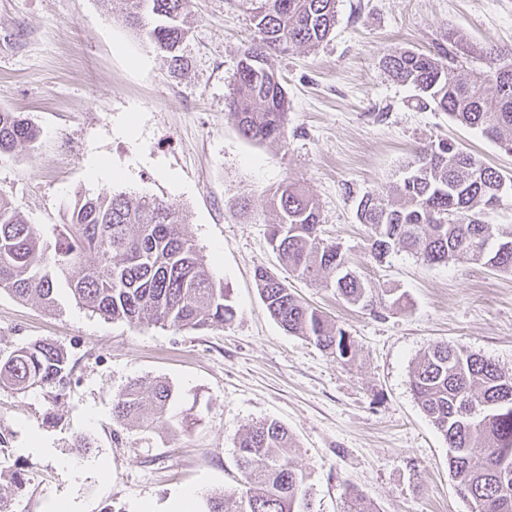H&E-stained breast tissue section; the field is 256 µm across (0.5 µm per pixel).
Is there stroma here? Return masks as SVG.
Here are the masks:
<instances>
[{"instance_id":"35a3bbf8","label":"stroma","mask_w":512,"mask_h":512,"mask_svg":"<svg viewBox=\"0 0 512 512\" xmlns=\"http://www.w3.org/2000/svg\"><path fill=\"white\" fill-rule=\"evenodd\" d=\"M185 70L98 0H0V109L39 130L0 157V196L45 241L75 200L132 193L165 201L205 256L235 309L220 330L173 331L95 314L74 300L46 308L0 290V352L37 340L73 366L63 392L0 388V481L21 473L13 512H169L187 497L207 512L240 497L236 444L266 419L296 439L312 512H344L355 486L376 512H469L448 473V446L411 389L425 347L446 341L512 374V275L476 263L429 266L401 253L375 259L356 198L390 192L423 143L448 138L512 175V154L445 113L419 108L383 57L435 53L449 29L512 50V0H336V25L314 48H290L274 68L288 97L285 142L244 139L227 118L240 53L254 37L241 0H190ZM134 136H127L128 123ZM108 160L117 178L90 168ZM302 184L320 205L324 239L400 307L369 311L335 289L282 268L269 244L272 193ZM247 210H240V200ZM278 273L346 330L355 355L339 361L286 332L266 311L254 273ZM173 391L181 432L142 430L112 417L132 380ZM92 442L78 448L79 438Z\"/></svg>"}]
</instances>
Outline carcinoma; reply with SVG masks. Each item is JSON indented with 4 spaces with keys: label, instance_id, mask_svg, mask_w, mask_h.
<instances>
[{
    "label": "carcinoma",
    "instance_id": "cac0c4a2",
    "mask_svg": "<svg viewBox=\"0 0 512 512\" xmlns=\"http://www.w3.org/2000/svg\"><path fill=\"white\" fill-rule=\"evenodd\" d=\"M188 0H125L123 24L146 35L173 70L184 66ZM258 42L241 55L228 116L246 139L286 138L288 99L271 57L292 47H315L336 21V0H242ZM435 54L395 50L384 58L391 76L419 92L418 102L477 129L512 152V59L495 46L480 48L489 70L463 78L455 71L470 46L459 31L445 36ZM17 112L0 109V154L37 139ZM505 176L446 139L417 148L403 165L394 195L365 193L359 222L370 230L371 253L381 260L406 252L427 265L481 263L512 273V229L483 216L504 199ZM278 215L269 243L297 277L333 288L366 310L375 289L349 268L339 244L321 238L319 204L295 182L272 198ZM268 314L291 334L313 341L338 360L352 358L351 340L318 310L299 299L275 272L255 271ZM0 288L22 301L58 305L62 292L112 320L146 321L174 330L224 327L234 317L224 286L213 280L203 255L183 229V217L162 200L127 193L80 198L65 215L49 247L12 203L0 196ZM72 374L64 350L34 342L0 353V387L16 391L63 388ZM423 413L448 444V471L470 512H512V375L483 356L445 342L427 347L411 377ZM172 387L137 379L113 401L112 416L144 428L175 427L169 415ZM294 437L277 420L249 428L239 438L237 465L245 492L237 512H311L306 476L292 466ZM347 512H374L349 486Z\"/></svg>",
    "mask_w": 512,
    "mask_h": 512
}]
</instances>
